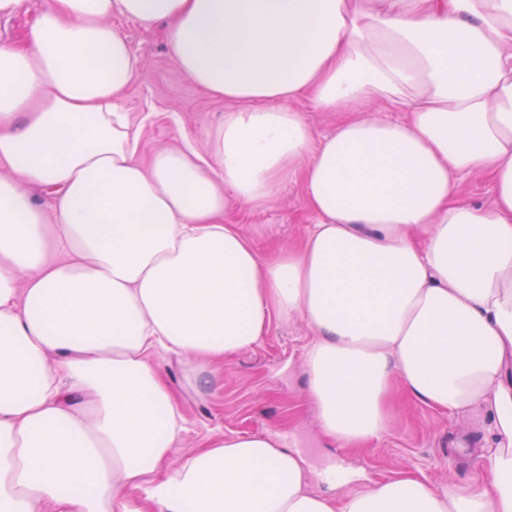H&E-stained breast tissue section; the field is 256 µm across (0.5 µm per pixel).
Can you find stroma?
I'll return each instance as SVG.
<instances>
[{
  "label": "stroma",
  "instance_id": "1",
  "mask_svg": "<svg viewBox=\"0 0 512 512\" xmlns=\"http://www.w3.org/2000/svg\"><path fill=\"white\" fill-rule=\"evenodd\" d=\"M112 23L145 59L125 94L129 120L142 128L140 161L178 147L185 136L207 150L206 134L223 121L227 103L183 74L169 52L164 24L147 28L121 17ZM224 221L236 225L265 260L299 243L317 221L306 202L302 168L286 174L275 197L261 206L228 197ZM313 336L299 316H272L259 343L215 365L206 384L188 382L180 361L167 359L166 380L189 427L171 451L172 463L225 435L275 430L302 456L311 489L330 497L407 472L463 491L477 488L482 451L495 440L491 410L451 416L399 393L379 440L365 448L341 447L322 433L305 391L304 356Z\"/></svg>",
  "mask_w": 512,
  "mask_h": 512
}]
</instances>
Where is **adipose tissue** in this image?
Returning a JSON list of instances; mask_svg holds the SVG:
<instances>
[{"label": "adipose tissue", "instance_id": "1", "mask_svg": "<svg viewBox=\"0 0 512 512\" xmlns=\"http://www.w3.org/2000/svg\"><path fill=\"white\" fill-rule=\"evenodd\" d=\"M116 15L168 21L229 103L209 151L139 161L144 59ZM307 95L349 119L317 135ZM299 163L318 221L261 259L224 192L262 205ZM473 172L491 206L455 200ZM273 312L313 330L306 394L345 447L382 436L397 385L493 410L480 488L404 473L330 499L266 435L169 466L187 420L154 352L204 382ZM0 512H512V0H39L0 41ZM34 10L10 20H0V39H19L34 18Z\"/></svg>", "mask_w": 512, "mask_h": 512}]
</instances>
